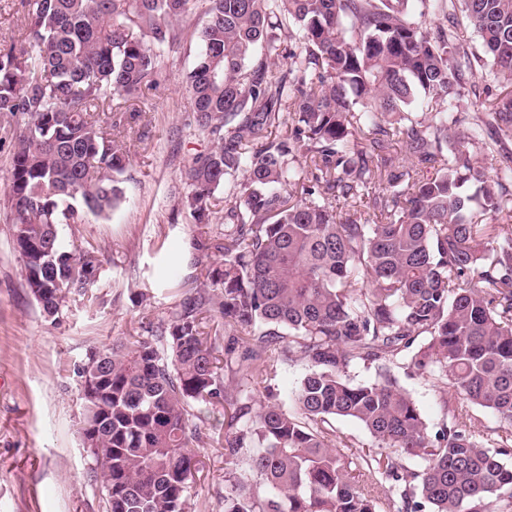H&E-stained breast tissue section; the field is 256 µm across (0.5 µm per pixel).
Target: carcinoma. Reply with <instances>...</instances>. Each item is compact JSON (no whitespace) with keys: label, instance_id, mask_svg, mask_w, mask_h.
Here are the masks:
<instances>
[{"label":"carcinoma","instance_id":"carcinoma-1","mask_svg":"<svg viewBox=\"0 0 512 512\" xmlns=\"http://www.w3.org/2000/svg\"><path fill=\"white\" fill-rule=\"evenodd\" d=\"M18 6L0 45V209L49 317L100 300L97 249L61 225L124 202L130 159L95 113L147 99L180 23L208 17L185 83L213 147L185 170L184 207L207 223L224 187V229L193 243L214 258L167 326L77 368L107 512H189L201 405L224 407L215 443L240 465L224 512H381L336 452L343 418L373 438L368 472L405 512H512V432L477 436L454 404L512 426V0ZM403 357L443 384L433 433ZM287 361L306 366L292 412L270 388ZM361 363L375 374L354 384Z\"/></svg>","mask_w":512,"mask_h":512}]
</instances>
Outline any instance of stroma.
Wrapping results in <instances>:
<instances>
[{
	"label": "stroma",
	"instance_id": "1",
	"mask_svg": "<svg viewBox=\"0 0 512 512\" xmlns=\"http://www.w3.org/2000/svg\"><path fill=\"white\" fill-rule=\"evenodd\" d=\"M206 17L194 12L182 24L167 55V76L141 102H128L118 141L130 155L121 176L125 201L109 217L85 215L61 227L63 238L94 246L101 260L95 288L100 304L69 301L56 318L43 315L25 286L13 249L12 228L0 212V512H106L101 476L79 434L83 402L76 371L91 349L132 341L142 324L167 322L191 288L194 240L214 236L224 214V192L210 200L213 223H194L182 210L189 188L183 173L212 142L197 127L183 83L199 51L197 32ZM400 385L410 393L429 429L447 407L435 380L401 367ZM200 460L191 483L192 512H224V476L234 461L212 447L222 408L202 410ZM338 452L354 461L357 485L373 487L383 512H398L387 486L373 485L361 457L373 447L357 422H336Z\"/></svg>",
	"mask_w": 512,
	"mask_h": 512
}]
</instances>
